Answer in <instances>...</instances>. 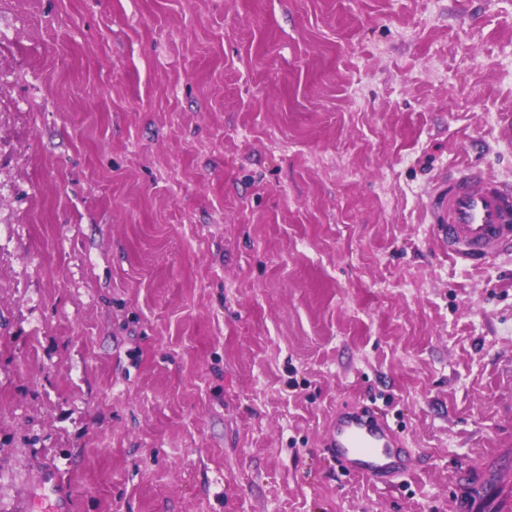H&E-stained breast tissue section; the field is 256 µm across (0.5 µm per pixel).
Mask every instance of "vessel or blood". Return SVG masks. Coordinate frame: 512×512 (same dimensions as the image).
Listing matches in <instances>:
<instances>
[{
  "mask_svg": "<svg viewBox=\"0 0 512 512\" xmlns=\"http://www.w3.org/2000/svg\"><path fill=\"white\" fill-rule=\"evenodd\" d=\"M427 211L434 233L455 259L471 266L512 250V186L465 166L437 178ZM327 453L354 474L388 482L406 472L409 459L396 431L374 407L336 413Z\"/></svg>",
  "mask_w": 512,
  "mask_h": 512,
  "instance_id": "1",
  "label": "vessel or blood"
}]
</instances>
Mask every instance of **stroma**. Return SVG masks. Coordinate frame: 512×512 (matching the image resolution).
<instances>
[{
	"label": "stroma",
	"instance_id": "obj_1",
	"mask_svg": "<svg viewBox=\"0 0 512 512\" xmlns=\"http://www.w3.org/2000/svg\"><path fill=\"white\" fill-rule=\"evenodd\" d=\"M512 0H0V512H455L512 444ZM371 403L382 485L323 450ZM434 233L448 254L471 266L512 250V186L465 166L439 176L428 196Z\"/></svg>",
	"mask_w": 512,
	"mask_h": 512
}]
</instances>
